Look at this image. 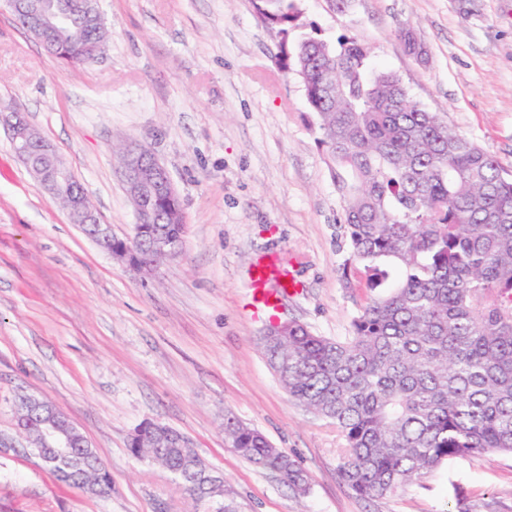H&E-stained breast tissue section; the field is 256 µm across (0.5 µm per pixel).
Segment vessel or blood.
Instances as JSON below:
<instances>
[{
	"label": "vessel or blood",
	"instance_id": "b4317fda",
	"mask_svg": "<svg viewBox=\"0 0 512 512\" xmlns=\"http://www.w3.org/2000/svg\"><path fill=\"white\" fill-rule=\"evenodd\" d=\"M248 287L257 310L275 311L295 289L296 282L280 256L267 254L257 257L252 263Z\"/></svg>",
	"mask_w": 512,
	"mask_h": 512
}]
</instances>
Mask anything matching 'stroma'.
<instances>
[{
	"label": "stroma",
	"instance_id": "35a3bbf8",
	"mask_svg": "<svg viewBox=\"0 0 512 512\" xmlns=\"http://www.w3.org/2000/svg\"><path fill=\"white\" fill-rule=\"evenodd\" d=\"M303 32L373 49L410 95L512 173V0H296ZM110 31L87 66L61 63L0 0V99L64 161L114 236L135 213L112 147L133 138L168 171L187 225L180 255L145 277L71 224L14 153L0 123V512H200L160 466L134 458L142 422L168 425L223 473L237 512H512V454L456 459L381 498L342 481L335 427L293 401L259 347L252 257L274 251L300 287L276 318L348 335L372 293L344 278L342 201L316 143L297 75L277 67L281 36L253 0H98ZM411 26L426 50L397 36ZM53 403L112 477L90 496L26 450L14 398ZM232 414L309 476L299 496L224 441Z\"/></svg>",
	"mask_w": 512,
	"mask_h": 512
}]
</instances>
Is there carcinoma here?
Masks as SVG:
<instances>
[{
  "instance_id": "cac0c4a2",
  "label": "carcinoma",
  "mask_w": 512,
  "mask_h": 512,
  "mask_svg": "<svg viewBox=\"0 0 512 512\" xmlns=\"http://www.w3.org/2000/svg\"><path fill=\"white\" fill-rule=\"evenodd\" d=\"M282 35L279 68L299 76L317 143L343 202L346 265L376 296L351 335L313 334L296 321L260 336V351L288 395L336 426L339 473L361 498L383 497L443 464L512 453V176L470 138L421 107L392 71L367 65L372 49L294 36L295 0H255ZM79 42L97 48L95 21ZM183 217L155 231L175 245ZM176 430L148 422L129 449L159 456L204 512H235L220 483L200 501L192 448L168 447ZM233 451L295 492L308 476L255 428L224 417Z\"/></svg>"
}]
</instances>
